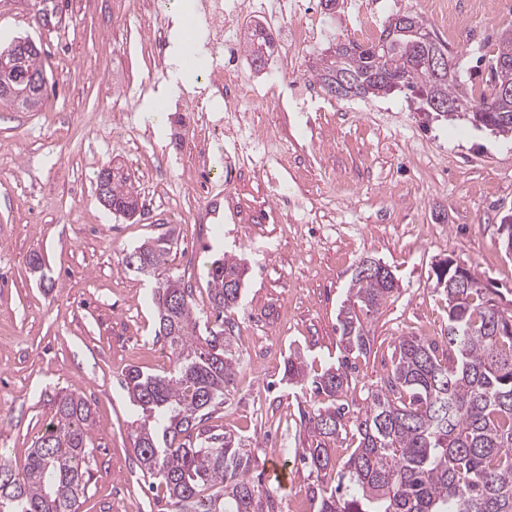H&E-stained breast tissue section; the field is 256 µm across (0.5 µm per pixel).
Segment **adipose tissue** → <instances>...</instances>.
<instances>
[{"label": "adipose tissue", "mask_w": 512, "mask_h": 512, "mask_svg": "<svg viewBox=\"0 0 512 512\" xmlns=\"http://www.w3.org/2000/svg\"><path fill=\"white\" fill-rule=\"evenodd\" d=\"M173 24L168 34V79L160 84L150 97L144 99L141 109L156 115L157 105L178 95L180 89L191 83L189 57L199 56L201 37L189 23L191 10L186 0H173L171 5Z\"/></svg>", "instance_id": "1"}]
</instances>
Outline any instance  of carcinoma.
<instances>
[{
    "instance_id": "carcinoma-1",
    "label": "carcinoma",
    "mask_w": 512,
    "mask_h": 512,
    "mask_svg": "<svg viewBox=\"0 0 512 512\" xmlns=\"http://www.w3.org/2000/svg\"><path fill=\"white\" fill-rule=\"evenodd\" d=\"M243 45L258 71L276 49L270 33L252 26L245 29ZM441 51L448 46L423 19L398 14L378 41L345 43L335 56L318 58L314 73L327 94L336 72H346L362 98L411 91L429 111L436 102L452 101L454 112L469 121L512 134V97L498 91L505 78L499 63L512 62V31L500 36L486 89L477 99L455 92L456 75H436L431 58ZM5 54V63H14L10 79L22 96L0 100L39 110L52 86L45 81L28 94L18 79L26 72L45 74L42 48L19 38L0 49V57ZM108 196L112 212L124 216L137 200L119 167ZM170 252L171 242L157 239L125 257L157 280L155 336L167 342L173 356L167 372L135 366L125 372L124 388L138 412L132 438L139 468L165 487L176 512H278L273 492L250 477L256 463L241 441L227 433L208 436L203 426L212 408L223 403L239 365L228 314L241 301L246 265L235 256L207 264L217 325L205 327L201 336L192 289L181 278L164 275ZM436 279L448 292L446 344L398 337L369 412L352 422L358 445L339 466L335 445L346 424L336 398L349 389V376L341 365L312 376L303 357L288 358L284 377L312 397L306 427L316 446L305 449L302 459L316 473L311 489L316 512H512V309L499 307L470 270L460 274L442 263ZM396 291L398 280L387 265L355 274L338 314L348 353L371 351L368 320ZM90 417L84 399L63 396L23 473L0 457V512H75L86 487Z\"/></svg>"
}]
</instances>
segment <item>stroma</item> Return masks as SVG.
Here are the masks:
<instances>
[{"mask_svg": "<svg viewBox=\"0 0 512 512\" xmlns=\"http://www.w3.org/2000/svg\"><path fill=\"white\" fill-rule=\"evenodd\" d=\"M131 0H0V47L17 37L43 50L55 89L36 112L0 104V456L14 468L53 417L60 396L83 397L92 415L93 458L78 512H174L164 488H149L133 452L134 407L125 369L169 370L154 338L152 279L128 269L126 254L147 240L172 241L169 271L211 310L204 264L241 257L245 290L233 342L240 361L223 405L205 427L241 439L259 471L276 449L287 489L279 512H311L315 480L303 461L316 441L304 426L305 396L283 381L289 354L311 373L349 360V417L370 409L369 391L387 373L400 336L435 338L448 324V294L435 269L445 259L476 272L490 297L512 303V256L500 224L512 220V136L465 120L434 118L416 95L336 99L321 91L312 64L333 44L355 40L349 0L335 11L308 0L322 28L311 42L278 48L287 67L268 63L251 77L285 88L299 81L314 102L247 104L258 153L274 148L287 166L245 169L225 189L205 126L222 119L208 87L209 65L192 76L197 92L165 105L160 123L123 94L146 74L166 15L131 10ZM382 31L396 13L415 12L456 61L458 91L479 95L498 38L512 29V0H367ZM463 17L449 29V15ZM203 97L205 110L191 104ZM127 170L142 205L127 219L99 200L96 175ZM43 267L33 270L32 256ZM390 266L399 291L372 319L369 355H346L337 315L360 260Z\"/></svg>", "mask_w": 512, "mask_h": 512, "instance_id": "1", "label": "stroma"}]
</instances>
